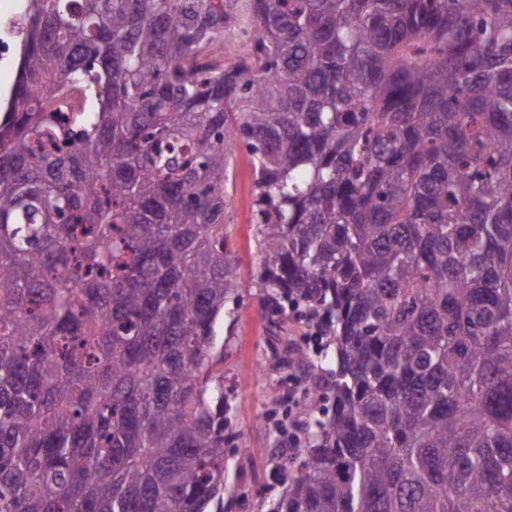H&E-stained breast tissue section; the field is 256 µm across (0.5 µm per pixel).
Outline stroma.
<instances>
[{
  "label": "stroma",
  "instance_id": "stroma-1",
  "mask_svg": "<svg viewBox=\"0 0 512 512\" xmlns=\"http://www.w3.org/2000/svg\"><path fill=\"white\" fill-rule=\"evenodd\" d=\"M254 177L249 156L237 152L228 186L227 237L239 263L244 288L233 313L217 327L224 344V393L231 406L232 439L224 447L228 473L224 512H272L290 477L278 467L288 451L278 424L297 415L313 419L318 393H306L292 362L305 345L306 328L293 316L270 323L259 312L261 256L254 246Z\"/></svg>",
  "mask_w": 512,
  "mask_h": 512
}]
</instances>
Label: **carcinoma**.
I'll use <instances>...</instances> for the list:
<instances>
[{"label": "carcinoma", "mask_w": 512, "mask_h": 512, "mask_svg": "<svg viewBox=\"0 0 512 512\" xmlns=\"http://www.w3.org/2000/svg\"><path fill=\"white\" fill-rule=\"evenodd\" d=\"M0 105V512H224L238 146L275 512H512V0H26Z\"/></svg>", "instance_id": "obj_1"}]
</instances>
